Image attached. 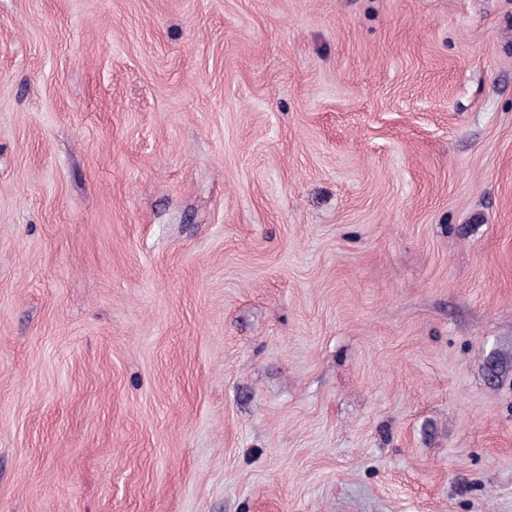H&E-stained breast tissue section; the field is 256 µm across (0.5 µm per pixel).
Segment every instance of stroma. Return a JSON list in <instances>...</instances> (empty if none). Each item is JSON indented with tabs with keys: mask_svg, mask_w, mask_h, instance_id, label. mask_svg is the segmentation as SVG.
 Here are the masks:
<instances>
[{
	"mask_svg": "<svg viewBox=\"0 0 512 512\" xmlns=\"http://www.w3.org/2000/svg\"><path fill=\"white\" fill-rule=\"evenodd\" d=\"M0 512H512V0H0Z\"/></svg>",
	"mask_w": 512,
	"mask_h": 512,
	"instance_id": "stroma-1",
	"label": "stroma"
}]
</instances>
